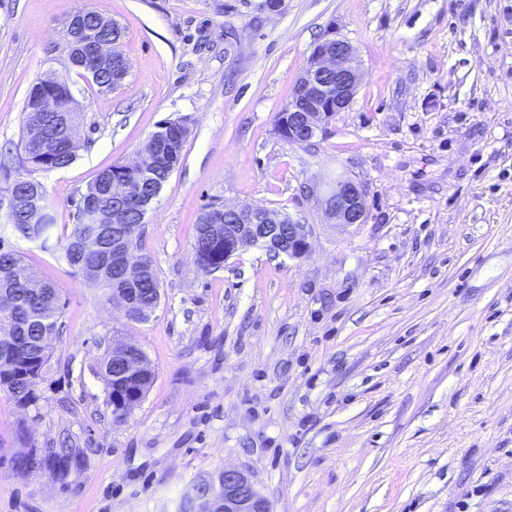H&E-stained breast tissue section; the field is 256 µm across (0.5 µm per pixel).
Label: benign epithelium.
<instances>
[{"instance_id":"7a95c632","label":"benign epithelium","mask_w":512,"mask_h":512,"mask_svg":"<svg viewBox=\"0 0 512 512\" xmlns=\"http://www.w3.org/2000/svg\"><path fill=\"white\" fill-rule=\"evenodd\" d=\"M114 43H97L87 54H68L76 67L92 73L109 67L124 78L127 64L113 53ZM361 81L360 63L354 46L337 37L320 40L311 53L308 64L301 75L291 101L288 103V134L275 129L278 137L303 147L312 145L317 134L329 124L334 114L345 111L353 100ZM311 196L323 208L334 224L348 226L364 224L367 212L364 204L365 188L346 173L336 175L328 184L310 189ZM224 213L239 218L237 224L224 225V241L228 242L231 258L240 250L260 245L274 257L285 255L299 258L309 248V225L274 214L261 208H224ZM143 266L140 257L133 251L112 244V269L124 280L138 277ZM124 359L126 377H149L153 371L142 349L132 348L128 343L114 345ZM14 376L40 382L39 369L34 362L21 365L8 358L0 350V377ZM141 394L127 393L115 399L118 405L112 418L125 419L140 400ZM219 492H214L213 481L199 483L202 491L191 495L192 512H271L267 498L259 490L253 476L246 470L227 468L217 476Z\"/></svg>"}]
</instances>
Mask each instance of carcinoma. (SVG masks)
Returning <instances> with one entry per match:
<instances>
[{
	"instance_id": "carcinoma-1",
	"label": "carcinoma",
	"mask_w": 512,
	"mask_h": 512,
	"mask_svg": "<svg viewBox=\"0 0 512 512\" xmlns=\"http://www.w3.org/2000/svg\"><path fill=\"white\" fill-rule=\"evenodd\" d=\"M100 16L97 11H87L85 29L105 41L121 42L123 29L113 21L108 25L102 24ZM41 85L39 80L30 90L25 106L26 120L16 144L19 170L10 184L9 194L21 197L22 203L9 210L7 217L16 237L36 239L42 248L47 249L54 235L55 217L50 210L37 219L33 217V199L44 188L34 173L70 166L76 159L78 142L75 139L60 141L49 121L36 120L35 113L30 111L33 102L44 97ZM52 100L53 105L60 108L77 104L65 82ZM159 125L163 129L152 131L141 148V153L151 164L149 183L139 190L128 188V176L120 163L104 170L81 195L77 205L79 222L73 225L66 237L65 260L87 282L102 290L108 301L112 300L115 292L125 294L137 305H149L160 300V284L149 256H143L146 269L132 284L112 273V238L122 233L125 216L140 209L144 196L158 197L182 159L189 133L186 120L165 119ZM205 224H224V208L210 206L196 224L193 261L200 271L210 274L224 269V231L207 236L203 231ZM103 230L107 231L103 247L81 250L85 240L96 237ZM0 289L26 304L22 313L0 308V344L8 346L20 360L39 358L42 374H47L53 356V341L60 334L62 305L56 288L41 279L18 251L0 245ZM120 364V357L112 355V348H107L97 374L105 386L109 403L112 402V371ZM34 387L31 381L18 380L9 382L6 390L12 400L28 398L33 404L38 399Z\"/></svg>"
}]
</instances>
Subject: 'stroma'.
<instances>
[{"label": "stroma", "mask_w": 512, "mask_h": 512, "mask_svg": "<svg viewBox=\"0 0 512 512\" xmlns=\"http://www.w3.org/2000/svg\"><path fill=\"white\" fill-rule=\"evenodd\" d=\"M78 10L124 31L113 91L68 62ZM330 32L358 52L357 93L312 147L286 143L276 116ZM48 77L78 103L75 161L41 176L61 234L160 120L188 123L136 230L161 287L147 321L62 244L11 232L8 146ZM342 171L366 223H329L306 194ZM213 204L290 216L310 248L253 246L203 273L194 228ZM0 241L63 304L38 402L0 389V512H183L227 468L272 512H512V0H0ZM112 341L155 372L120 422L96 374Z\"/></svg>", "instance_id": "obj_1"}]
</instances>
